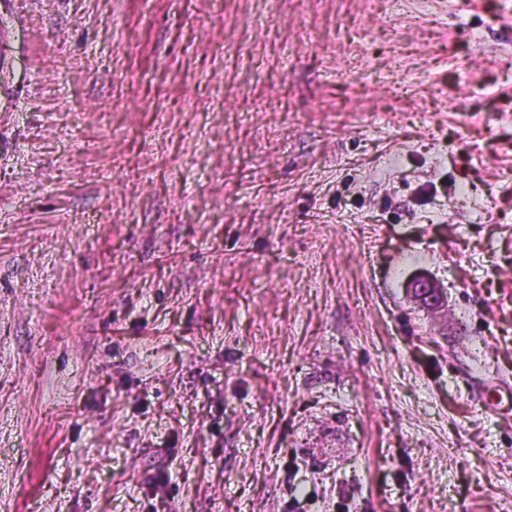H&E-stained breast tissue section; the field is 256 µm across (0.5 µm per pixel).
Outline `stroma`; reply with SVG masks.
I'll return each mask as SVG.
<instances>
[{"mask_svg": "<svg viewBox=\"0 0 512 512\" xmlns=\"http://www.w3.org/2000/svg\"><path fill=\"white\" fill-rule=\"evenodd\" d=\"M508 383L512 0H0V512H512ZM424 289H426V293L423 297L428 298L432 305V309L438 308L445 303V288H443L438 281L429 275L417 274L409 280L407 290L415 300L418 298L414 296V292H422Z\"/></svg>", "mask_w": 512, "mask_h": 512, "instance_id": "obj_1", "label": "stroma"}]
</instances>
